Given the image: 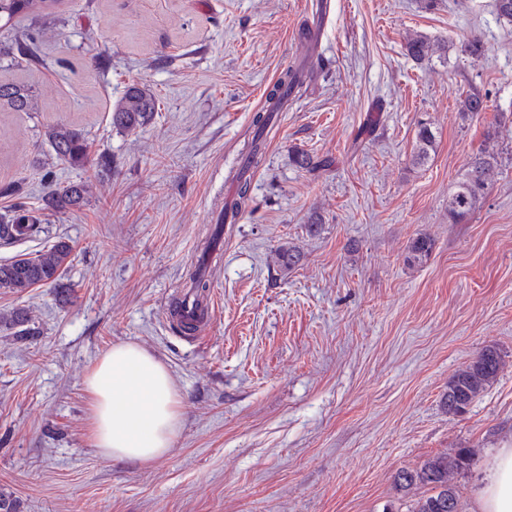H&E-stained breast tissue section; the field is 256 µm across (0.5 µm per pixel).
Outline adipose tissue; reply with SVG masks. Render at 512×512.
<instances>
[{
	"instance_id": "adipose-tissue-1",
	"label": "adipose tissue",
	"mask_w": 512,
	"mask_h": 512,
	"mask_svg": "<svg viewBox=\"0 0 512 512\" xmlns=\"http://www.w3.org/2000/svg\"><path fill=\"white\" fill-rule=\"evenodd\" d=\"M91 439L103 455L147 464L173 447L182 399L166 367L146 349L112 346L87 373ZM474 512H512V448H503L485 470Z\"/></svg>"
}]
</instances>
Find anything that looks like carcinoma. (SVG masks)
<instances>
[{"instance_id":"cac0c4a2","label":"carcinoma","mask_w":512,"mask_h":512,"mask_svg":"<svg viewBox=\"0 0 512 512\" xmlns=\"http://www.w3.org/2000/svg\"><path fill=\"white\" fill-rule=\"evenodd\" d=\"M60 2L61 0H0V20L3 19L8 24L19 15L40 16L53 10ZM406 50L412 59L427 65L435 57L444 58L446 46L423 34L413 33L406 38ZM302 85V72L295 67H289L274 83L268 99L284 100ZM158 107V99L151 91L131 84L112 106V127L124 132L135 131L151 121ZM486 107V100L481 94L470 92L460 101L459 115L466 118L485 111ZM2 108L12 112L36 111L37 101L32 88L22 83L0 82V109ZM271 121L270 110H262L255 115L254 135L245 149L244 167L236 173L239 183L238 200L231 207V211L224 212L226 218L238 212L250 199V185L244 179V174L251 168L259 167L262 158L261 141ZM45 137L53 157L58 161L78 167L95 161L103 168L110 167L108 156L100 153L98 157H93V143L82 131L68 124L60 122L48 126ZM434 148L435 135L430 124L419 123L416 160L425 161ZM497 168V158L486 150L472 157L463 178L448 196V218L453 223L460 224L474 213L494 180ZM86 192V185L80 182L56 184L43 196L41 207L37 211L23 202L16 203L10 213L0 215V244H13L21 238L35 235L39 232V224L42 223L45 212L57 213L77 208L84 203ZM433 248V239L421 235L408 246L405 261L409 265L420 264L430 256ZM71 257L72 246L62 239L34 257L18 254L0 263V288L19 293L48 285L58 295L67 297L72 291V284L65 280L63 273ZM277 259L279 266L287 270L299 261V252L293 246L284 245L277 250ZM192 288L196 293V304L205 306L209 285L203 276L192 274ZM500 364L499 352L488 346L482 350L481 358L457 370L448 380V390L442 396V406L446 412L456 415L460 409L468 410L473 401L495 381ZM471 457L470 449L457 448L443 455L431 456L415 469L400 470L395 476L398 490L408 493L414 489H424L414 499L413 507L408 512H461L456 477L470 465Z\"/></svg>"}]
</instances>
